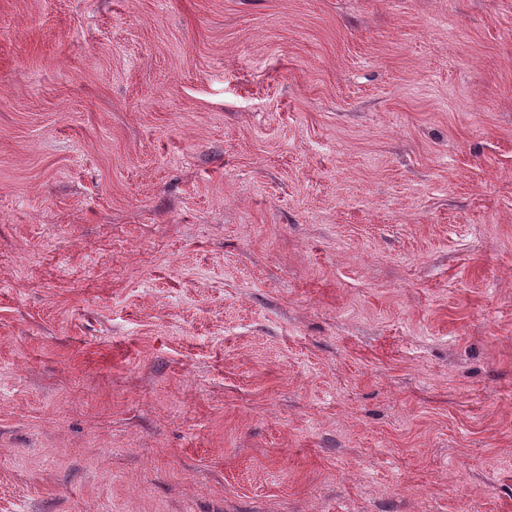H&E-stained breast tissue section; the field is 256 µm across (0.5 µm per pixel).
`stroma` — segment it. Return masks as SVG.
I'll use <instances>...</instances> for the list:
<instances>
[{"label":"stroma","mask_w":512,"mask_h":512,"mask_svg":"<svg viewBox=\"0 0 512 512\" xmlns=\"http://www.w3.org/2000/svg\"><path fill=\"white\" fill-rule=\"evenodd\" d=\"M0 512H512V0H0Z\"/></svg>","instance_id":"35a3bbf8"}]
</instances>
